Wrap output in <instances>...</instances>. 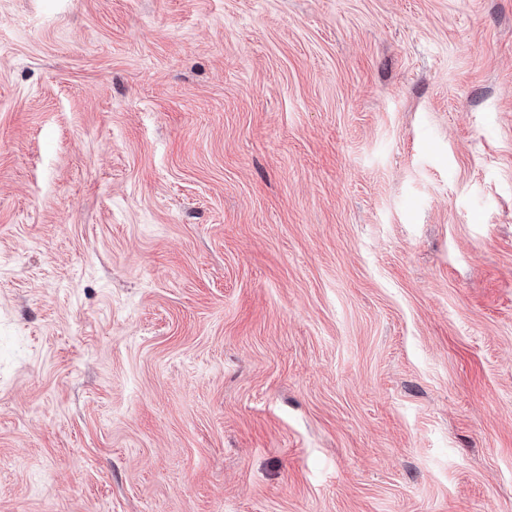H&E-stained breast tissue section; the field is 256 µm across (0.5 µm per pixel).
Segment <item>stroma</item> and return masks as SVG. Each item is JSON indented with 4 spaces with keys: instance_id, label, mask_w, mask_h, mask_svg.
I'll return each mask as SVG.
<instances>
[{
    "instance_id": "1",
    "label": "stroma",
    "mask_w": 512,
    "mask_h": 512,
    "mask_svg": "<svg viewBox=\"0 0 512 512\" xmlns=\"http://www.w3.org/2000/svg\"><path fill=\"white\" fill-rule=\"evenodd\" d=\"M0 512H512V0H0Z\"/></svg>"
}]
</instances>
